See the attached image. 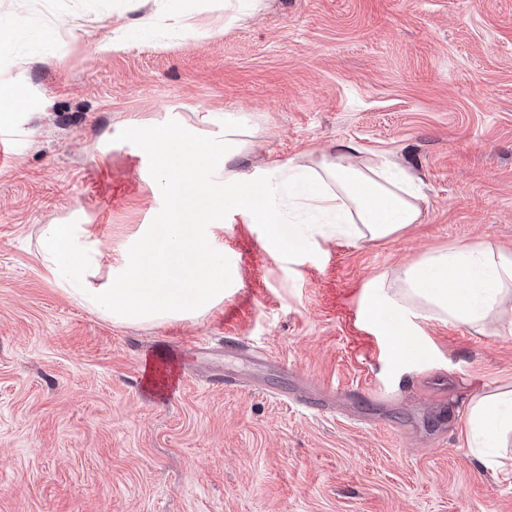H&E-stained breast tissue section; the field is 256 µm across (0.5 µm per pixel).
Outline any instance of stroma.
I'll use <instances>...</instances> for the list:
<instances>
[{"label": "stroma", "mask_w": 512, "mask_h": 512, "mask_svg": "<svg viewBox=\"0 0 512 512\" xmlns=\"http://www.w3.org/2000/svg\"><path fill=\"white\" fill-rule=\"evenodd\" d=\"M225 3L0 0V81L22 99L0 163V512H512V478L462 435L471 400L512 389V335L421 318L399 363L362 316L372 279L429 253L512 254V0H264L229 29ZM211 112L244 119L232 168L258 185L351 144L420 180V223L274 254L231 214L214 248L234 284L204 316L74 303L40 226L93 225L120 256L161 200L124 124L207 134Z\"/></svg>", "instance_id": "obj_1"}]
</instances>
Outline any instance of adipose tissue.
Listing matches in <instances>:
<instances>
[{
  "instance_id": "obj_1",
  "label": "adipose tissue",
  "mask_w": 512,
  "mask_h": 512,
  "mask_svg": "<svg viewBox=\"0 0 512 512\" xmlns=\"http://www.w3.org/2000/svg\"><path fill=\"white\" fill-rule=\"evenodd\" d=\"M124 132L148 159L163 197L140 240L106 267L90 225L45 224L37 249L45 271L70 299L119 323L193 319L223 302L227 271L212 241L229 211L264 225L265 246L276 254L292 251L306 233L384 239L422 215L420 189L410 175L381 158L359 162L350 145L323 156L317 167L282 169L290 204L318 218L303 229L283 219L277 186L256 193L253 177L230 170L241 123L225 120L223 132L211 136L177 121H131ZM102 269L107 276L101 281ZM369 288L364 315L379 327L396 315L389 334L401 361L417 334V319L476 328L511 311L512 255L485 242L451 248L426 255L394 282L377 279ZM465 429L481 464L500 467L492 450L512 435V390L472 403Z\"/></svg>"
}]
</instances>
